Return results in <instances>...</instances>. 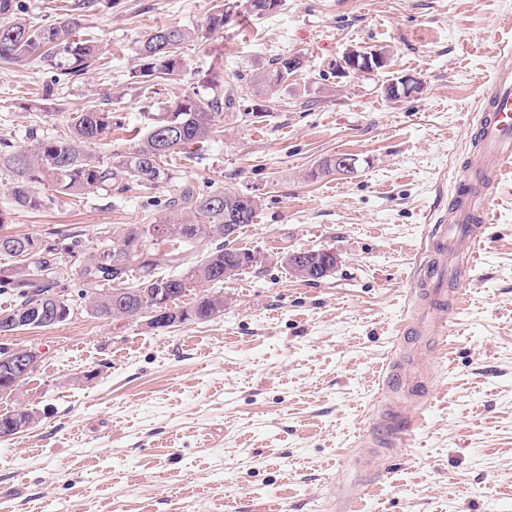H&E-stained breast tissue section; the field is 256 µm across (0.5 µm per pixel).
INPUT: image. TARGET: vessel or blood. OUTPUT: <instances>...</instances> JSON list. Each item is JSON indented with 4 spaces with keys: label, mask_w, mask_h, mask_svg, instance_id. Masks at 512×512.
Returning <instances> with one entry per match:
<instances>
[{
    "label": "vessel or blood",
    "mask_w": 512,
    "mask_h": 512,
    "mask_svg": "<svg viewBox=\"0 0 512 512\" xmlns=\"http://www.w3.org/2000/svg\"><path fill=\"white\" fill-rule=\"evenodd\" d=\"M481 118L471 138L472 149L463 178L454 189L451 217H439L429 230L427 261L414 275L420 303L405 323L407 336L445 339L448 318L458 301V282L468 280L481 244L479 227L490 220V205L502 173L512 166V66H500L480 100ZM417 422L408 415L391 417L376 427L386 444L409 436Z\"/></svg>",
    "instance_id": "b4317fda"
}]
</instances>
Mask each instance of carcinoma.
<instances>
[{
    "mask_svg": "<svg viewBox=\"0 0 512 512\" xmlns=\"http://www.w3.org/2000/svg\"><path fill=\"white\" fill-rule=\"evenodd\" d=\"M65 14L41 23L23 18L19 0H0V64L29 59L56 66L71 77L85 74L103 60L99 45L80 34V21ZM192 33L175 26H158L144 35L136 49L138 68L133 77L149 81H180L185 75L180 65L182 45ZM293 69L288 57L271 60L270 67L249 80L258 95L273 96L288 83ZM237 89L228 86L220 97L207 98L189 93L173 102L167 111L150 118L138 142L126 151L101 160L87 152V144L122 124V117L92 105L75 113L67 129L41 139L32 131V143L16 145L0 138V176L10 180L15 206L39 210L47 204L39 187L49 185L62 197L78 198L88 192L108 197L137 186L144 190L163 189L169 205L183 211L181 219L163 224H125L105 231L106 237L91 249L80 235L68 229L53 237L39 234L0 235V254L18 259L11 269H0V295L9 298V307L0 318L35 309L65 307L58 323L73 317L76 306L66 298L72 271L80 267L79 302L86 312L101 320H118L125 311L123 302L136 301V310L154 307V292H164L180 311L181 323L205 322L224 311V298L215 294L198 296L193 305L180 309L179 297L194 280L216 288L224 283V263L241 274L250 267L251 251L231 246L224 237V211L242 208L247 218L237 229L254 223L258 204L249 196L231 190L200 193L188 182L177 179L165 166L166 158L194 144L208 143L220 133L219 121L226 112L238 111ZM167 234L178 247L156 248L157 236ZM215 242L203 258L196 259L192 247L198 242ZM163 268H182L179 274L160 275ZM36 420L35 411L17 405L0 414V442L21 433L19 426Z\"/></svg>",
    "mask_w": 512,
    "mask_h": 512,
    "instance_id": "carcinoma-1",
    "label": "carcinoma"
}]
</instances>
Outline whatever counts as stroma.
<instances>
[{
  "label": "stroma",
  "instance_id": "obj_1",
  "mask_svg": "<svg viewBox=\"0 0 512 512\" xmlns=\"http://www.w3.org/2000/svg\"><path fill=\"white\" fill-rule=\"evenodd\" d=\"M217 0H90L80 30L104 64L42 88L37 60L0 67V136L29 145L90 105L123 127L89 144L107 158L132 146L149 113L179 96L222 95L236 75L279 56L301 70L271 97L240 84L236 112L204 147L167 160L176 177L258 202L236 245L265 255L225 280L224 312L153 330L81 313L1 336L42 365L0 413L23 405L35 426L0 444V512H512V173L483 225L484 242L444 345L401 337L429 214L444 215L471 149L479 100L512 41V0H282L275 12L209 31ZM177 26L183 82L132 78L146 31ZM353 50H382L387 66L333 74ZM410 75L418 93L387 100ZM350 154L353 173L322 174ZM160 190L131 189L14 208L0 183V228L80 232L95 246L116 224L172 215ZM336 256L316 282L280 257ZM397 362L429 387L419 400L387 389ZM416 413L406 441L385 450L370 424L388 409Z\"/></svg>",
  "mask_w": 512,
  "mask_h": 512
}]
</instances>
